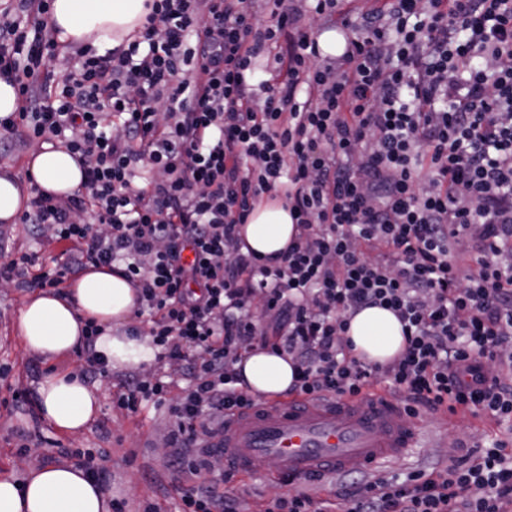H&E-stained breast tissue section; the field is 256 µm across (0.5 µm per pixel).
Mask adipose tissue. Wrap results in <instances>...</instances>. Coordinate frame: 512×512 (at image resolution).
I'll list each match as a JSON object with an SVG mask.
<instances>
[{"instance_id":"1","label":"adipose tissue","mask_w":512,"mask_h":512,"mask_svg":"<svg viewBox=\"0 0 512 512\" xmlns=\"http://www.w3.org/2000/svg\"><path fill=\"white\" fill-rule=\"evenodd\" d=\"M146 0H54L50 23L60 45L88 44L99 51L119 47L135 37L146 14ZM33 183L68 195L80 188L83 174L65 150L43 145L27 162ZM32 183V184H33ZM296 226L282 198L257 202L241 229L246 246L265 257L287 248ZM70 295L50 293L30 297L20 311L17 332L23 345L53 360L71 353L82 340V322L92 318L104 331L96 349L115 369L154 361L157 349L149 339L128 335L125 325L137 304L135 290L109 267L87 270L70 286ZM345 337L352 353L370 364L392 360L404 347L402 325L395 314L379 306L363 308L348 320ZM249 390L274 399L295 381V365L271 350H251L236 363ZM36 394L41 417L65 434L83 432L99 411V395L74 373L51 372L41 377ZM111 492L97 485L83 468L48 465L18 480L0 476V512H112Z\"/></svg>"}]
</instances>
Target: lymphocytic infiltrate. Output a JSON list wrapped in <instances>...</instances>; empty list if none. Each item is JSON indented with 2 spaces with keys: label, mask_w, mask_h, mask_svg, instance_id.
Wrapping results in <instances>:
<instances>
[{
  "label": "lymphocytic infiltrate",
  "mask_w": 512,
  "mask_h": 512,
  "mask_svg": "<svg viewBox=\"0 0 512 512\" xmlns=\"http://www.w3.org/2000/svg\"><path fill=\"white\" fill-rule=\"evenodd\" d=\"M52 0L0 7V77L18 107L0 145L65 148L84 172L59 198L32 186L21 223L65 261L0 250V283L58 288L119 266L147 318L162 380L129 378L116 405L151 399L172 419V467L203 484L180 512H237L232 472L211 477L224 418L255 398L235 363L254 347L291 356L294 393L356 396L385 385L420 410L512 422V0H153L138 39L105 54L61 50ZM339 17L347 46L322 56L305 11ZM272 53L277 80L256 76ZM68 66L51 67L59 56ZM298 235L276 265L239 247L263 197ZM392 310L406 345L368 365L347 350L350 314ZM496 440L438 474L379 478L336 512H512V455Z\"/></svg>",
  "instance_id": "lymphocytic-infiltrate-1"
}]
</instances>
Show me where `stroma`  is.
<instances>
[{"label": "stroma", "mask_w": 512, "mask_h": 512, "mask_svg": "<svg viewBox=\"0 0 512 512\" xmlns=\"http://www.w3.org/2000/svg\"><path fill=\"white\" fill-rule=\"evenodd\" d=\"M29 291L15 285L0 286V365L12 368L7 382L0 383V475L23 477L28 471L49 464L71 465L74 449L98 452L97 464L108 475L107 486L113 498L124 500L125 512H143L154 503L159 512H177L179 498L175 486L199 485L190 471H174L168 462L170 429L166 408L146 401L136 412L118 409L114 400L120 386L132 376L152 374L149 366L114 370L111 378L99 381L101 411L81 434L65 435L43 422L35 402H18L14 390L35 393L39 379L48 371L83 373L86 363L80 352L48 361L29 352L17 336L16 320L29 298ZM424 439L409 456L388 463L379 470L385 478L405 479L414 471L444 469L465 444L471 453L491 446L494 439L506 438L505 427L493 420L469 413L445 410L422 415ZM239 500V512H260L265 501L293 492L288 481L258 468L249 477L237 476L232 482Z\"/></svg>", "instance_id": "obj_1"}]
</instances>
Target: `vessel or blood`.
Here are the masks:
<instances>
[{
  "mask_svg": "<svg viewBox=\"0 0 512 512\" xmlns=\"http://www.w3.org/2000/svg\"><path fill=\"white\" fill-rule=\"evenodd\" d=\"M419 437V423L383 393L292 396L225 417L224 462L239 473L263 463L276 475L302 479L400 458Z\"/></svg>",
  "mask_w": 512,
  "mask_h": 512,
  "instance_id": "b4317fda",
  "label": "vessel or blood"
}]
</instances>
